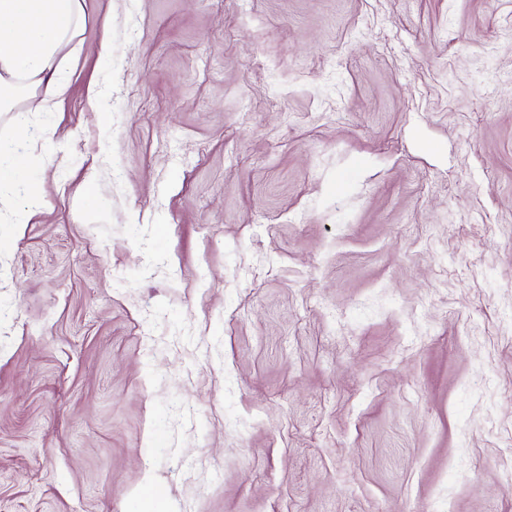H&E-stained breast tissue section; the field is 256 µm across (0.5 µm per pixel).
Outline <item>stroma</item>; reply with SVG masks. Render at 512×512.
Segmentation results:
<instances>
[{
    "instance_id": "stroma-1",
    "label": "stroma",
    "mask_w": 512,
    "mask_h": 512,
    "mask_svg": "<svg viewBox=\"0 0 512 512\" xmlns=\"http://www.w3.org/2000/svg\"><path fill=\"white\" fill-rule=\"evenodd\" d=\"M80 5L0 112V512H512V0ZM8 152L7 147L0 145V201L8 198L14 183H18L21 177V170L18 167L7 166L2 161V155Z\"/></svg>"
}]
</instances>
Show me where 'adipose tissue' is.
<instances>
[{
  "mask_svg": "<svg viewBox=\"0 0 512 512\" xmlns=\"http://www.w3.org/2000/svg\"><path fill=\"white\" fill-rule=\"evenodd\" d=\"M82 21L80 0H0V112L25 114L33 97L55 110L69 89L55 60Z\"/></svg>",
  "mask_w": 512,
  "mask_h": 512,
  "instance_id": "adipose-tissue-1",
  "label": "adipose tissue"
}]
</instances>
